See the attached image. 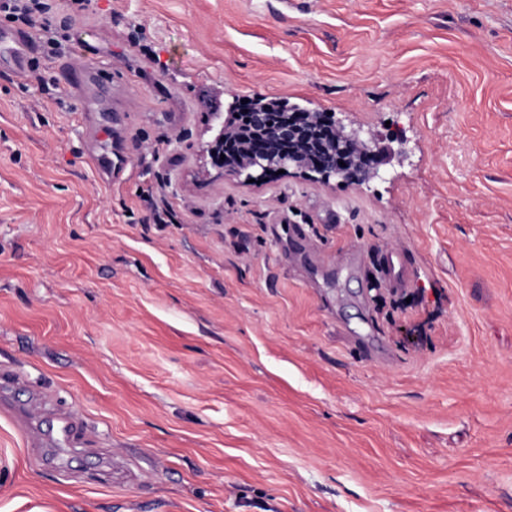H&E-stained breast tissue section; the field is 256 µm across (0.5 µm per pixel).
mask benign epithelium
Wrapping results in <instances>:
<instances>
[{
  "mask_svg": "<svg viewBox=\"0 0 512 512\" xmlns=\"http://www.w3.org/2000/svg\"><path fill=\"white\" fill-rule=\"evenodd\" d=\"M246 119L262 128L263 141L251 140L241 126L231 123L208 145L207 154L215 165L231 166L249 179L292 165L324 181L339 178L360 184L379 176L380 166L392 155L394 136L347 131L325 112L258 98L249 101ZM287 153L293 156L291 164L281 161Z\"/></svg>",
  "mask_w": 512,
  "mask_h": 512,
  "instance_id": "obj_1",
  "label": "benign epithelium"
}]
</instances>
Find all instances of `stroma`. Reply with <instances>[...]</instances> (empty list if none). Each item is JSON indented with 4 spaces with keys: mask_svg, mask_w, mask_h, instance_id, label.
<instances>
[{
    "mask_svg": "<svg viewBox=\"0 0 512 512\" xmlns=\"http://www.w3.org/2000/svg\"><path fill=\"white\" fill-rule=\"evenodd\" d=\"M56 21L112 83L80 112L57 58L0 69V512H512V0ZM257 96L404 141L362 184L252 183L206 147ZM41 399L72 445L29 447ZM368 258L380 277L394 288H403L409 275V260L404 250L369 251ZM79 418L67 411L51 413V431L57 444L66 445L71 442L79 429Z\"/></svg>",
    "mask_w": 512,
    "mask_h": 512,
    "instance_id": "obj_1",
    "label": "stroma"
}]
</instances>
